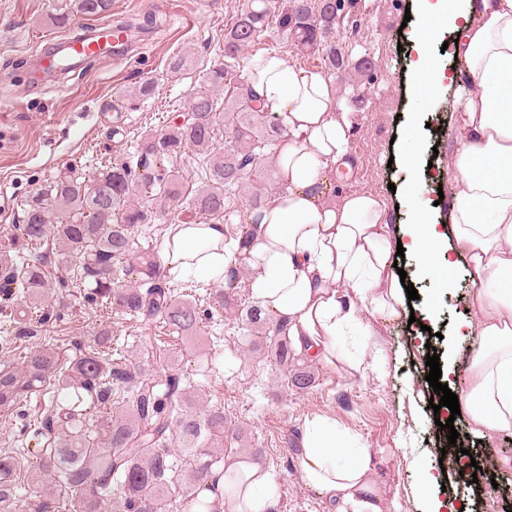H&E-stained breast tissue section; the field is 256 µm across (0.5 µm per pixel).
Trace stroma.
I'll return each mask as SVG.
<instances>
[{"mask_svg": "<svg viewBox=\"0 0 512 512\" xmlns=\"http://www.w3.org/2000/svg\"><path fill=\"white\" fill-rule=\"evenodd\" d=\"M247 0H112L113 17L150 19L153 27L139 34L122 63L111 56L95 58L79 74L55 77V90L35 85L31 69L42 41L61 36L52 15L67 10L71 0H0V252L31 259L43 256L52 267L54 288L42 304L49 313L35 336L15 333L13 318L0 313V366H21L27 353L43 347L94 345L100 327L114 332L112 346L126 358L162 377L183 378L201 409L224 411L225 455L249 456L260 449L259 462L271 471L280 494L279 512H328L299 477L295 441L305 421L324 417L339 434L360 440L374 463L373 480L383 498L384 512H419L412 489L420 479L418 461L437 462L440 445L434 411V393L419 336L430 327V343L440 363L458 362L468 347L453 334L455 321L465 310L471 280L467 258L458 255L452 290L435 292L431 279L420 276L411 258L399 263L419 298L413 314H399L382 328L381 362L366 361L348 375L315 368L314 383L296 389L272 358L263 335L244 320L241 311L253 305L247 286L253 272L241 267L245 284L227 291L224 306H209L207 288L186 280L201 309L198 335L181 336L158 322H145L111 305L87 302L49 245H25L19 230L20 205L47 179L60 174L88 177L104 163L129 158L144 132L164 130L167 119L185 111L206 72L224 61V30ZM416 0H357L340 20L336 36L351 59L371 58L372 81L337 86L336 95L352 121L348 168L332 180L328 198L339 201L352 193L371 194L383 204L391 237L407 222L402 188L407 175L405 136L416 129L423 142L418 162L424 175L421 198L435 223L449 221L446 195L451 191L448 163L456 149L452 136L458 119L451 85L432 90L431 103L416 109L409 68L416 58L410 28L404 27L406 9ZM276 53L289 65L319 71L318 57L297 51L278 36H265L244 51L245 58ZM188 55L191 64L181 73L167 67L174 55ZM152 81L155 92L139 98L135 90ZM361 92L364 107H354L353 92ZM445 118L439 136L428 125ZM125 134L113 137V124ZM42 396L34 395L10 410H0V453L17 456L21 494L35 496L48 477L37 468L25 448L40 421ZM480 464L479 482H454L443 472L444 484L456 487L459 512H512V490L492 485V477L512 472V437L499 436L491 444L467 443Z\"/></svg>", "mask_w": 512, "mask_h": 512, "instance_id": "stroma-1", "label": "stroma"}]
</instances>
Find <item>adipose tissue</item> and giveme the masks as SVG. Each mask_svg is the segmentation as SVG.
I'll return each mask as SVG.
<instances>
[{
	"label": "adipose tissue",
	"instance_id": "ef3b65f1",
	"mask_svg": "<svg viewBox=\"0 0 512 512\" xmlns=\"http://www.w3.org/2000/svg\"><path fill=\"white\" fill-rule=\"evenodd\" d=\"M457 32L454 54L463 67L446 73L426 45L440 28ZM412 65L415 83L455 84L460 118L448 166L454 185L449 222L435 223L420 204V181L404 186L406 255L437 289L453 286L449 247L466 254L474 288L468 313L455 325L469 355L451 388L471 432L483 439L512 435V0H417ZM249 82L264 112L286 132L276 158L282 190L261 205L246 249L220 224L171 225L161 246L164 273L226 285L236 256L254 275L250 292L262 312L285 326L296 357L356 371L342 353L358 333L362 347H378L377 319L403 311L406 291L390 264L393 243L380 202L324 194L345 166L351 123L337 111L336 92L322 74L296 69L279 55L249 63ZM296 457L304 485L335 512H383L371 480L372 458L337 436L325 419L305 422ZM190 512L207 503L231 512H275L277 493L261 464L237 457L209 477Z\"/></svg>",
	"mask_w": 512,
	"mask_h": 512
}]
</instances>
